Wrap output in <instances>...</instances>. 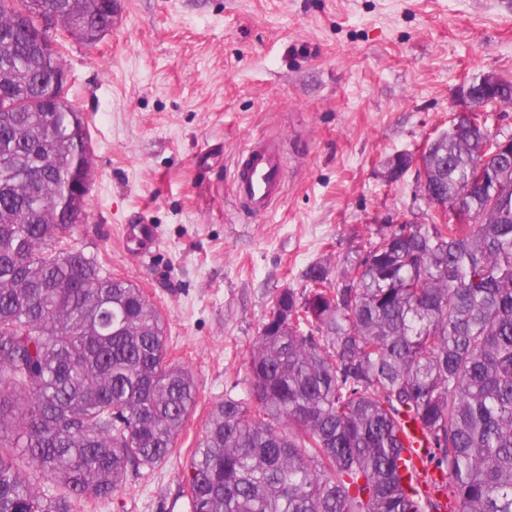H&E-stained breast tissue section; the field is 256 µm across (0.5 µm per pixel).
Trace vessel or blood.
<instances>
[{"label": "vessel or blood", "instance_id": "vessel-or-blood-1", "mask_svg": "<svg viewBox=\"0 0 512 512\" xmlns=\"http://www.w3.org/2000/svg\"><path fill=\"white\" fill-rule=\"evenodd\" d=\"M283 167L284 156L276 141L262 139L249 142L241 152L234 173L236 196L250 210H269L282 193ZM400 439L403 445L400 465L404 474L412 479L420 493H428L434 477L424 463L427 449L424 432L419 426L409 423Z\"/></svg>", "mask_w": 512, "mask_h": 512}]
</instances>
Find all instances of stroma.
I'll use <instances>...</instances> for the list:
<instances>
[{"instance_id":"35a3bbf8","label":"stroma","mask_w":512,"mask_h":512,"mask_svg":"<svg viewBox=\"0 0 512 512\" xmlns=\"http://www.w3.org/2000/svg\"><path fill=\"white\" fill-rule=\"evenodd\" d=\"M59 41L93 149L72 243L161 309L197 384L169 460L97 512H191L185 464L212 403L247 396L276 289L339 263L369 226L434 218L417 166L390 180L386 164L448 129L464 84L512 81V0H121L96 46ZM260 138L285 157L266 215L232 190ZM143 219L154 243L125 245L122 225Z\"/></svg>"}]
</instances>
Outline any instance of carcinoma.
Returning a JSON list of instances; mask_svg holds the SVG:
<instances>
[{
    "label": "carcinoma",
    "instance_id": "cac0c4a2",
    "mask_svg": "<svg viewBox=\"0 0 512 512\" xmlns=\"http://www.w3.org/2000/svg\"><path fill=\"white\" fill-rule=\"evenodd\" d=\"M112 0H0V512H79L166 463L197 401L138 285L71 244L88 123L41 19ZM462 120L423 156L448 218L378 224L336 270L276 290L250 394L208 410L184 470L192 512H438L408 492L400 418L458 512H512V153ZM496 184L473 179L481 161ZM52 482L45 489L23 477Z\"/></svg>",
    "mask_w": 512,
    "mask_h": 512
}]
</instances>
